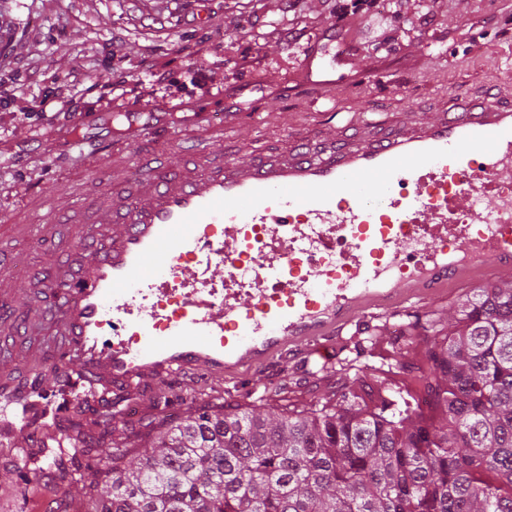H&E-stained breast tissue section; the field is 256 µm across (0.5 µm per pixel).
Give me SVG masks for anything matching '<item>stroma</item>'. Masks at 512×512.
<instances>
[{"mask_svg":"<svg viewBox=\"0 0 512 512\" xmlns=\"http://www.w3.org/2000/svg\"><path fill=\"white\" fill-rule=\"evenodd\" d=\"M0 10L8 22L0 35V345L20 363L23 385L57 350L61 312L46 296L49 282L79 274L112 230L109 209L77 218L64 200L51 238L14 235L8 217L22 214L29 192L53 195L69 183L97 191V167L138 162L152 138L175 150L209 140L219 155L249 161L261 152L287 154L319 130L351 135L368 120L427 116L449 95L485 93L512 78V0H442L433 10L425 0H371L345 16L336 0H0ZM331 23L364 80L316 103L291 95L303 49ZM62 85L79 107L55 117L51 101ZM254 98L264 112L220 135L188 119L202 107L218 114L225 103ZM98 140L111 142V157L82 153ZM465 292L450 284L391 314L359 315L329 337L324 357L298 347L233 374L188 370L114 392L113 405L135 412L125 440L144 447L163 415L207 403L306 411L340 392L346 375L339 364L358 341L362 364H405L366 376L368 385L425 398L421 372L431 338L423 332L405 344L399 327L447 321ZM22 486L17 474L0 469V512H45L58 501L86 512L80 478L43 479L25 497Z\"/></svg>","mask_w":512,"mask_h":512,"instance_id":"1","label":"stroma"}]
</instances>
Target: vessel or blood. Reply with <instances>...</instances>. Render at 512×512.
I'll list each match as a JSON object with an SVG mask.
<instances>
[{
    "instance_id": "vessel-or-blood-1",
    "label": "vessel or blood",
    "mask_w": 512,
    "mask_h": 512,
    "mask_svg": "<svg viewBox=\"0 0 512 512\" xmlns=\"http://www.w3.org/2000/svg\"><path fill=\"white\" fill-rule=\"evenodd\" d=\"M317 32L299 87L351 84L350 54L325 57ZM317 151L234 160L195 176L131 166L143 198L100 183L121 217L80 275L56 279L63 353L55 381L127 387L192 368L219 374L287 344H319L363 312L386 314L448 281L512 274V87L449 96L433 116L360 142L323 135ZM59 199L29 205L53 222Z\"/></svg>"
}]
</instances>
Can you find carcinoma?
<instances>
[{
	"instance_id": "cac0c4a2",
	"label": "carcinoma",
	"mask_w": 512,
	"mask_h": 512,
	"mask_svg": "<svg viewBox=\"0 0 512 512\" xmlns=\"http://www.w3.org/2000/svg\"><path fill=\"white\" fill-rule=\"evenodd\" d=\"M428 355L425 408L400 389L361 393L351 359L350 384L307 412L200 406L138 461L108 438L122 412H78L36 447L0 448V467L111 461L87 512H512V285L473 289Z\"/></svg>"
}]
</instances>
